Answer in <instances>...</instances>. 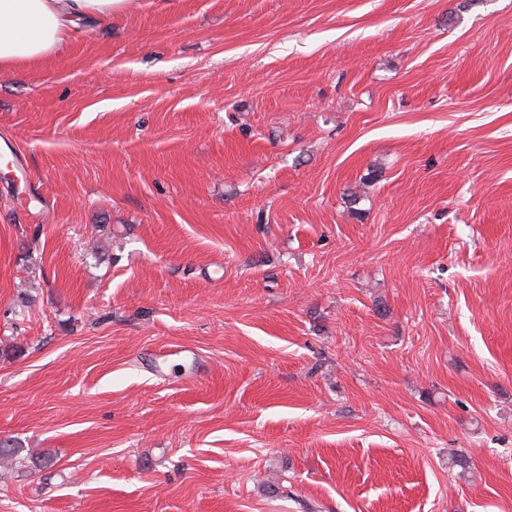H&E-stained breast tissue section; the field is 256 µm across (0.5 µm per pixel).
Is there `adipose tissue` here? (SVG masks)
<instances>
[{
    "label": "adipose tissue",
    "instance_id": "adipose-tissue-1",
    "mask_svg": "<svg viewBox=\"0 0 512 512\" xmlns=\"http://www.w3.org/2000/svg\"><path fill=\"white\" fill-rule=\"evenodd\" d=\"M131 0H0V70L39 65L82 28L122 14Z\"/></svg>",
    "mask_w": 512,
    "mask_h": 512
}]
</instances>
